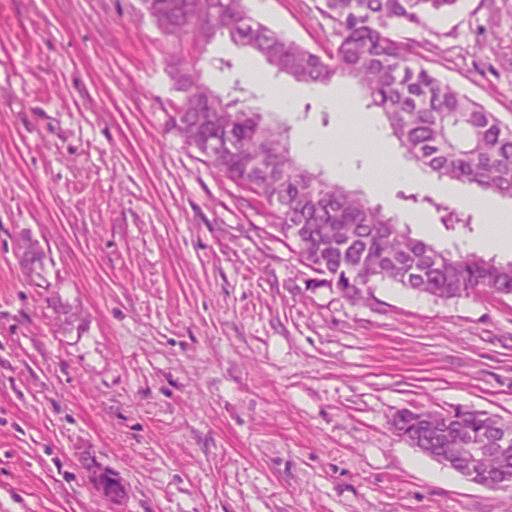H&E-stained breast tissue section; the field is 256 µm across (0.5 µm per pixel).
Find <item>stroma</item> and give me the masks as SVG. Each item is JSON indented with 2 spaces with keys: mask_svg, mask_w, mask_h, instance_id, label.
<instances>
[{
  "mask_svg": "<svg viewBox=\"0 0 512 512\" xmlns=\"http://www.w3.org/2000/svg\"><path fill=\"white\" fill-rule=\"evenodd\" d=\"M319 3L246 0L315 51L335 40ZM140 8L0 0V512H512V494L467 482L389 427L403 407L512 421V297L444 303L380 283L354 303L310 290L266 209L168 131L181 96L165 62L197 53ZM404 35L512 124V0H460ZM252 63L256 103L292 125L300 163L412 217L437 247L512 259V244L486 245L511 199L392 176L407 160L357 85L310 88ZM404 192L477 199L472 231H448ZM27 235L45 277L20 265ZM53 295L78 320L64 325ZM89 456L122 500L94 490Z\"/></svg>",
  "mask_w": 512,
  "mask_h": 512,
  "instance_id": "1",
  "label": "stroma"
}]
</instances>
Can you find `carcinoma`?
Returning <instances> with one entry per match:
<instances>
[{"mask_svg":"<svg viewBox=\"0 0 512 512\" xmlns=\"http://www.w3.org/2000/svg\"><path fill=\"white\" fill-rule=\"evenodd\" d=\"M321 2L318 10L336 36L323 55L254 17L245 0H141L139 16L178 38L201 15L204 26L195 42L202 53L217 37H227L297 84L316 87L351 78L364 92L365 108L381 112L390 135L417 166L439 180L512 198V126L426 67L415 45L398 35L401 28L422 27L428 17L455 10L459 0ZM165 73L183 95L169 115L170 130L269 208L271 227L297 245L315 274L308 288H335L352 302L369 300L380 282L444 303L478 290L512 296V260L451 252L412 236L409 225L382 205L300 164L290 150L292 127L266 122L260 106L241 108L239 101L225 100L205 82L197 63L175 53ZM398 196L433 208L450 229L471 224L430 195ZM45 259L39 242L26 237L21 266L38 276ZM393 426L416 439L412 448H438L461 429L475 440L505 439L506 451L491 457L487 467L512 473V429L495 425L487 411L457 405L432 428L403 408Z\"/></svg>","mask_w":512,"mask_h":512,"instance_id":"carcinoma-1","label":"carcinoma"}]
</instances>
